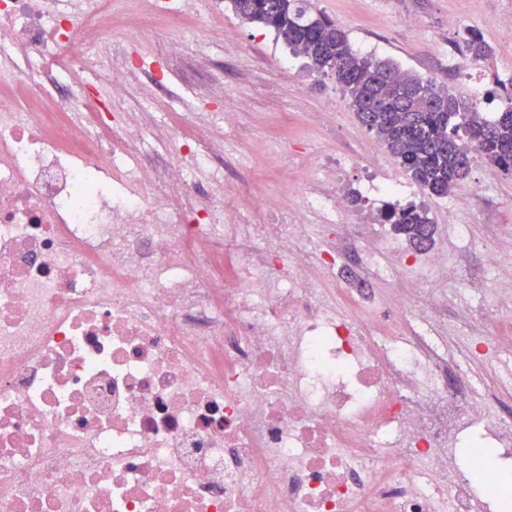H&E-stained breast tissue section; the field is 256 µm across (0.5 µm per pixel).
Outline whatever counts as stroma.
<instances>
[{
	"instance_id": "stroma-1",
	"label": "stroma",
	"mask_w": 512,
	"mask_h": 512,
	"mask_svg": "<svg viewBox=\"0 0 512 512\" xmlns=\"http://www.w3.org/2000/svg\"><path fill=\"white\" fill-rule=\"evenodd\" d=\"M316 9L342 27L361 54L394 63L404 71L446 83L455 94L473 98L472 78L457 46L458 32L480 30L494 55L482 76L501 94L495 78H512V41L502 40L498 24L512 25V0H316ZM207 0L185 31L164 28L124 31L126 41L152 60L137 77L135 89L149 95L158 121L170 122L183 103L201 112H221L247 131V139L227 140V160L246 157L249 191L277 202L288 191L310 189L307 167L326 156L352 152L358 158L343 176L352 202L339 221L356 223L365 211L368 174L405 179L386 146L358 119L334 77L313 71L304 56L293 54L274 33L225 12L223 24L210 21ZM207 53L211 68L224 79V95L207 96L190 73L195 51ZM486 180L487 194L473 210L449 208L447 199L416 190L411 203L423 206L444 242L450 261L467 278L483 284L481 249L494 241L512 257V176L485 160L472 163L456 193Z\"/></svg>"
}]
</instances>
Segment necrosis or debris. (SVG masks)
<instances>
[{"instance_id":"necrosis-or-debris-1","label":"necrosis or debris","mask_w":512,"mask_h":512,"mask_svg":"<svg viewBox=\"0 0 512 512\" xmlns=\"http://www.w3.org/2000/svg\"><path fill=\"white\" fill-rule=\"evenodd\" d=\"M195 0H0V512H512V465L474 483L462 436L512 447V416L473 399L475 336L449 362L438 245L390 297L321 287L409 255L371 220L338 245L297 223L329 192L276 203L224 178L220 112L180 127L132 116L136 68L117 28L187 26ZM483 312L512 323V262L484 247ZM390 310L391 335L370 307ZM361 265L357 253L348 256L345 265L336 267L335 274H325L321 277V284L326 288H340V285L348 283V288H352L350 280L352 278H361Z\"/></svg>"}]
</instances>
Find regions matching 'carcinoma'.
I'll return each instance as SVG.
<instances>
[{"mask_svg":"<svg viewBox=\"0 0 512 512\" xmlns=\"http://www.w3.org/2000/svg\"><path fill=\"white\" fill-rule=\"evenodd\" d=\"M229 8L243 21L274 32L317 72L333 74L360 121L431 195L452 192L470 170L473 149L512 176V102L491 119L474 120L475 103L434 79L359 53L334 21L310 13L308 0H229ZM459 46L474 60L492 55L491 46L472 30L461 36ZM382 217L418 252L433 241V222L413 205L390 206Z\"/></svg>","mask_w":512,"mask_h":512,"instance_id":"1","label":"carcinoma"}]
</instances>
